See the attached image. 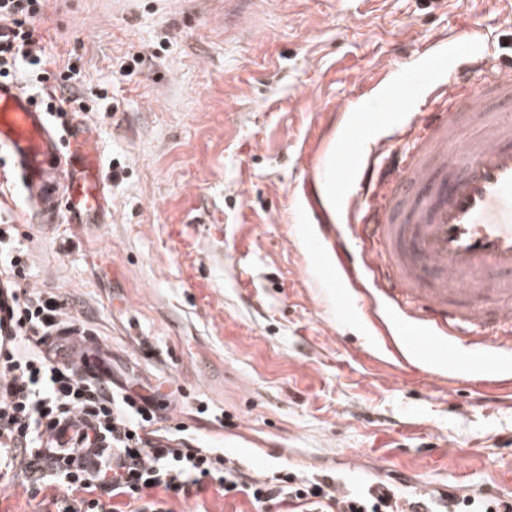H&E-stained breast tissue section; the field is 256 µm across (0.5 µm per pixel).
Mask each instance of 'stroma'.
Instances as JSON below:
<instances>
[{"mask_svg":"<svg viewBox=\"0 0 512 512\" xmlns=\"http://www.w3.org/2000/svg\"><path fill=\"white\" fill-rule=\"evenodd\" d=\"M46 52L72 56L108 111L91 128L108 193L96 224L31 223L0 187V217L29 236L31 283L68 294L77 323L137 375L197 445L252 471L337 473L409 491L512 487V364L449 381L402 364L381 332L341 314L302 247V188L332 152L338 110L381 111L410 81L428 105L479 42L512 62V0H48ZM362 452V466L337 451Z\"/></svg>","mask_w":512,"mask_h":512,"instance_id":"35a3bbf8","label":"stroma"}]
</instances>
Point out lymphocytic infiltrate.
<instances>
[{
	"label": "lymphocytic infiltrate",
	"instance_id": "f902f5d3",
	"mask_svg": "<svg viewBox=\"0 0 512 512\" xmlns=\"http://www.w3.org/2000/svg\"><path fill=\"white\" fill-rule=\"evenodd\" d=\"M45 0H0V80L33 77L35 102L59 127L68 106L89 111L95 93L75 62L51 69L35 24ZM18 229L0 225V486L43 496L56 512H173L210 493L254 512H512V494L477 502L435 489L401 495L392 483L339 490L330 474L249 472L180 428L160 426L156 405L90 372L71 356L77 325L66 294L31 285Z\"/></svg>",
	"mask_w": 512,
	"mask_h": 512
}]
</instances>
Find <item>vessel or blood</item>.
<instances>
[{"mask_svg":"<svg viewBox=\"0 0 512 512\" xmlns=\"http://www.w3.org/2000/svg\"><path fill=\"white\" fill-rule=\"evenodd\" d=\"M446 99L411 153L378 164L394 146L370 139L351 116L337 164L306 185L304 244L324 270L341 267L350 285L370 287L359 311L383 325L395 356L433 366L465 359L477 367L512 360V69L488 74L476 50L460 54ZM379 124L413 133V110ZM470 139H462L466 128ZM0 153L11 161L33 223H82L107 205L99 154L89 133L57 138L45 112L0 82ZM346 215L335 224L332 213Z\"/></svg>","mask_w":512,"mask_h":512,"instance_id":"vessel-or-blood-1","label":"vessel or blood"}]
</instances>
